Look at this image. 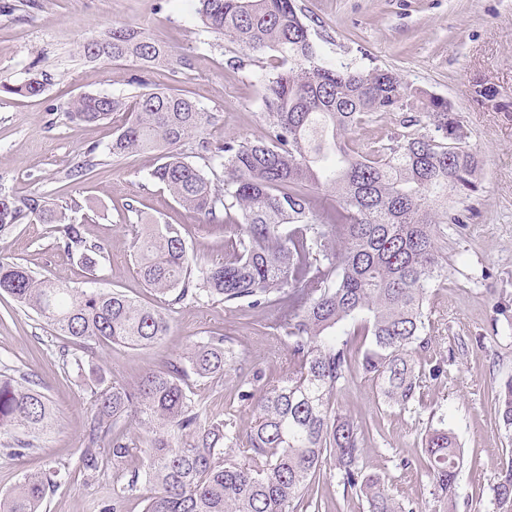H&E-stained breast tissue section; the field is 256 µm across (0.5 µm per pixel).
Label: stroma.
I'll return each mask as SVG.
<instances>
[{
  "label": "stroma",
  "mask_w": 512,
  "mask_h": 512,
  "mask_svg": "<svg viewBox=\"0 0 512 512\" xmlns=\"http://www.w3.org/2000/svg\"><path fill=\"white\" fill-rule=\"evenodd\" d=\"M296 3L323 60L392 69L447 100L481 160L476 192L458 204L464 224L445 227L448 277L431 283L425 304L426 356L441 364L442 375L426 380L420 404L406 411L383 404L367 380L344 387L336 399L356 420L380 424L361 463L382 472L391 493L416 512L439 507L420 441L435 417L464 450L456 512H498L492 487L512 459V431L496 426L493 411L499 383L512 375V0ZM195 8V0H0V83L18 86L33 77L45 83L33 98L0 92V190L42 195L57 207H93L97 217L84 233L107 248L92 279L58 247L50 225L22 224L5 241L18 262L78 288L93 284L153 304L156 296L137 273L130 225H183L191 252L209 261L223 258L235 228L207 227L150 181L155 153L109 154L125 112L99 124L71 123L64 115L83 93L133 101L140 76L152 89L186 91L212 113L204 132L211 141L264 137L259 77L273 63L270 52L206 32ZM115 24L139 28L165 45L171 64L84 59L80 44ZM484 85L496 89L495 99L479 96ZM166 312L171 328L159 343L93 345L82 353L79 376L60 357L67 339L0 292V372L28 376L53 412L37 449L19 457L0 454V495L25 473L54 468L64 478L41 512H101L112 498L116 469L87 474L78 464L93 391L104 382H135L208 336L229 337L236 358L222 379L198 384L194 392L209 412L231 414L240 432H249L252 406L235 400V392L259 389L286 367L288 345L272 313L260 310L246 319L224 303L190 300ZM309 494L326 512H367L364 500L344 493L337 477L326 473L311 479Z\"/></svg>",
  "instance_id": "1"
}]
</instances>
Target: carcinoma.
<instances>
[{
	"label": "carcinoma",
	"instance_id": "1",
	"mask_svg": "<svg viewBox=\"0 0 512 512\" xmlns=\"http://www.w3.org/2000/svg\"><path fill=\"white\" fill-rule=\"evenodd\" d=\"M209 32L252 50L269 49L279 63L264 76L262 101L268 134L215 146L202 137L212 115L188 95L145 91L135 102L84 93L67 117L93 124L115 112L128 117L108 147L121 157L156 152L151 180L164 185L185 210L211 223L237 227L224 242V260L193 268L179 224H136L138 273L157 294L234 306L242 316L257 308L279 314L288 339V368L256 393L255 421L241 437L231 419L208 412L192 386L224 377L234 359L224 337L194 343L182 356L145 372L133 385L114 381L93 392L81 467L99 471L103 456L119 465L139 451L145 468L128 470L112 492V512L126 494L146 486L145 512H300L311 506L308 485L324 467L344 491L365 499L368 512H413L396 499L378 472L360 466L365 443L379 431L336 404L357 379L374 382L382 400L406 409L421 398L428 348L424 303L432 281L447 276L442 224H460L448 200L475 191L480 161L463 146L448 101L429 95L388 69H356L318 58L294 0H196ZM89 59H135L150 66L168 50L143 32L114 25L80 46ZM0 89L26 97L45 91L33 78ZM401 112L403 131L362 153L348 134L374 115ZM426 119L427 132L412 131ZM224 168L219 186L187 160L183 146ZM334 193L326 223H316L318 192ZM39 195L0 191V239L20 224L54 225L69 257L96 274L104 247L84 236L69 212ZM0 292L39 315L58 335L81 348L99 342L148 347L170 330L167 314L124 293L74 288L39 276L0 251ZM495 407L512 428V375L499 384ZM52 413L27 378L0 374V436L9 455L36 447ZM146 434L139 441L126 422ZM426 473L442 512H454L461 448L448 428L422 437ZM49 469L24 477L0 498V512H40L47 492L61 483ZM493 497L512 512V459L502 467Z\"/></svg>",
	"mask_w": 512,
	"mask_h": 512
}]
</instances>
